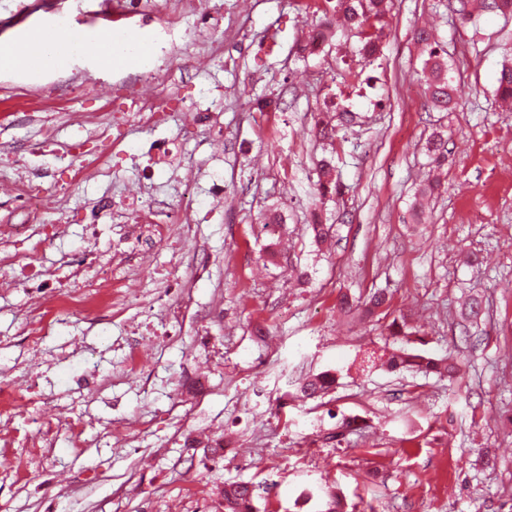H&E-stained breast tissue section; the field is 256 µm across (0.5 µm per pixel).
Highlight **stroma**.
Segmentation results:
<instances>
[{"label": "stroma", "mask_w": 512, "mask_h": 512, "mask_svg": "<svg viewBox=\"0 0 512 512\" xmlns=\"http://www.w3.org/2000/svg\"><path fill=\"white\" fill-rule=\"evenodd\" d=\"M381 52L353 86L342 63L360 58L356 38L337 35L303 55L323 17L305 0H243L252 45L207 59L217 33L200 17L164 32L149 15L137 25L153 52L145 67L164 73L168 91L211 92L224 150L207 133L175 119L147 128L128 116L135 69L106 71L92 52L66 71H0V155L24 158L29 176L67 185L59 201L29 214L0 197V230L13 224H62L41 258L53 286L73 291L56 261L77 252L83 225H98V248L111 253L122 231L100 210L129 192L155 215L182 201L177 164L196 176L202 224L185 247L182 271H202L179 335L138 336L134 323L155 320L164 293L158 275L171 258L152 255L156 274L140 276L133 298L90 297V311L49 329L38 342L16 333L19 318L39 320L26 289L0 293V512H222L219 491L245 481L257 512H323L322 487L338 491L345 512H512V112L497 95L512 16L475 11L462 19L448 0H394ZM100 0H0V44L28 28H66L84 44L105 37ZM432 26L448 54L457 89L451 109L427 110L423 58L412 38ZM352 112L356 124L330 148L316 140L313 115ZM93 113L123 141L110 178L73 182L62 154L79 140L74 116ZM55 143L36 151L45 128ZM448 132L445 190L415 223L410 203L428 172L425 142ZM337 152L345 193L325 209L328 243L314 240L310 212L315 166ZM222 176L235 192L213 206L208 189ZM285 217L277 234L258 231L267 210ZM386 291L389 317L405 316L416 336H391L384 322L362 324L342 295ZM481 301L478 321L464 304ZM404 347L454 353L460 373L361 370L360 360ZM333 389L289 401L299 382L322 371ZM208 373L206 394L194 386ZM36 387L24 411L10 392ZM83 414L85 447L71 444L66 419ZM57 421L55 445L36 448L35 420ZM130 427L131 448L110 431ZM235 448L213 462L206 447Z\"/></svg>", "instance_id": "35a3bbf8"}]
</instances>
